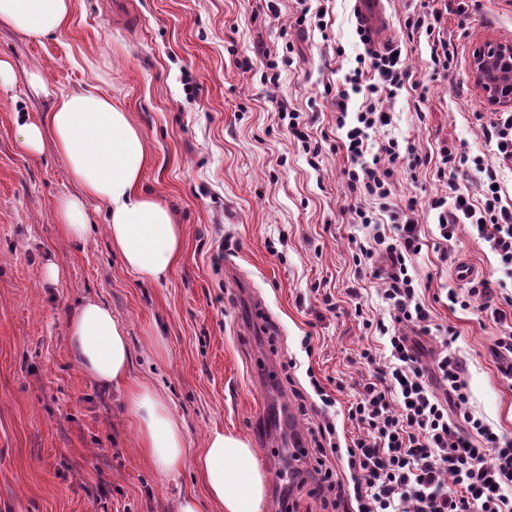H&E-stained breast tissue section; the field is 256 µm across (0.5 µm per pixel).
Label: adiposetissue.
Masks as SVG:
<instances>
[{"label":"adipose tissue","instance_id":"adipose-tissue-1","mask_svg":"<svg viewBox=\"0 0 512 512\" xmlns=\"http://www.w3.org/2000/svg\"><path fill=\"white\" fill-rule=\"evenodd\" d=\"M72 0H0V28L42 37L66 28ZM36 95L51 96L40 120L23 122L17 145L40 152L52 139L78 194L62 198L54 218L70 240L83 241L88 231L87 200L107 207L106 230L125 268L141 281L158 282L178 261L183 229L171 210L141 190L149 155L143 134L130 113L111 97L89 89L51 94L45 78L31 73ZM71 354L80 369L101 387L123 390L139 444L160 470L173 473L188 450L183 427L167 400L146 383L130 384V346L124 324L96 299L87 300L69 323ZM209 499L224 512H262L266 474L245 438L219 429L206 438L195 459Z\"/></svg>","mask_w":512,"mask_h":512}]
</instances>
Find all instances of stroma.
<instances>
[{
	"label": "stroma",
	"mask_w": 512,
	"mask_h": 512,
	"mask_svg": "<svg viewBox=\"0 0 512 512\" xmlns=\"http://www.w3.org/2000/svg\"><path fill=\"white\" fill-rule=\"evenodd\" d=\"M113 0H73L69 25L31 38L0 30V56L14 66L0 86V512H177L191 494L201 512H219L190 460L160 472L138 445L120 394L100 389L73 360L69 320L87 299L108 304L126 327L131 383L166 397L184 427L191 457L208 433L246 438L265 473L263 512H320L315 482L294 489L296 468L286 437L297 427L306 447L312 428L333 422L343 440L366 436L348 418L370 368L389 352L366 321L389 320L382 280L362 277L354 243L367 229L350 211L356 198L343 176L339 130L328 87L340 84L364 51L356 33L355 0H307L325 13L326 28L298 23L296 0H127L115 18ZM434 4L455 49L448 71H435L432 43L409 34L407 17ZM390 44L401 48L407 79L382 98L390 124L372 132L370 151L394 139L411 142L429 165L397 166L391 203L411 208L422 250L409 269L421 284L431 332L397 325L424 365L442 350L467 367L469 407L512 440V380L494 348L512 327V279L492 281L497 256L470 225L441 240L433 199L460 189L483 193V173L468 163L452 179L438 177L441 148L493 160L503 200L512 203V161L497 160L482 129L499 106L476 84L471 61L486 43L512 42V0H478L459 12L457 0H386ZM266 49L280 78L264 81L258 54ZM40 72L58 92L89 88L109 96L142 130L150 163L142 187L165 203L184 231V252L168 277L143 283L113 252L102 202L87 204L83 243L60 233L57 201L77 193L52 142L40 153L17 147L18 125L38 119L49 99L32 94ZM287 100L301 130L319 146L309 161L302 143L272 108ZM449 252L452 264L439 255ZM467 263L490 281L505 320L494 323L469 296L453 267ZM55 265L59 279L44 272ZM360 290L351 299L348 288ZM470 300L449 309L447 289ZM311 343H304V336ZM323 387L335 398L324 406Z\"/></svg>",
	"instance_id": "1"
}]
</instances>
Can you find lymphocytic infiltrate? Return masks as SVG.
<instances>
[{
	"instance_id": "f902f5d3",
	"label": "lymphocytic infiltrate",
	"mask_w": 512,
	"mask_h": 512,
	"mask_svg": "<svg viewBox=\"0 0 512 512\" xmlns=\"http://www.w3.org/2000/svg\"><path fill=\"white\" fill-rule=\"evenodd\" d=\"M406 72L393 50L366 45L356 67L336 88V126L343 129L342 147L349 161L344 177L349 191L357 197L379 203L378 211L356 208L360 224L370 227L368 243L357 244L354 263L371 265L376 252H385L390 269L384 277L383 299L395 322L418 324L428 331L430 312L419 298V283L408 262L421 249L420 230L406 211L392 209L394 168L410 169L428 165L413 145L390 140L381 143L376 154H368L369 130L388 125L390 115L381 110L382 95H395L404 84ZM364 102L350 112L353 96ZM473 164L485 176L480 203L472 199L432 203L443 241H451L460 223H470L498 256L499 271L512 277V206L503 204L496 168L483 157ZM386 212L393 226L385 232L377 212ZM376 331L386 337L392 365L376 366L363 383L348 410L350 420L366 426L370 439L359 438L347 446L336 441V427L325 423L318 433L322 444L315 448V479L332 491L322 501L327 512H398L408 504L410 512H512V441L496 434L484 419L468 407L466 366L455 353L441 355L433 368L421 363L407 337L391 332L384 323ZM446 386L451 402L433 392L431 381ZM456 407L457 419H449V407ZM346 457L349 480L337 479L327 466L331 457ZM452 483H445V476Z\"/></svg>"
}]
</instances>
